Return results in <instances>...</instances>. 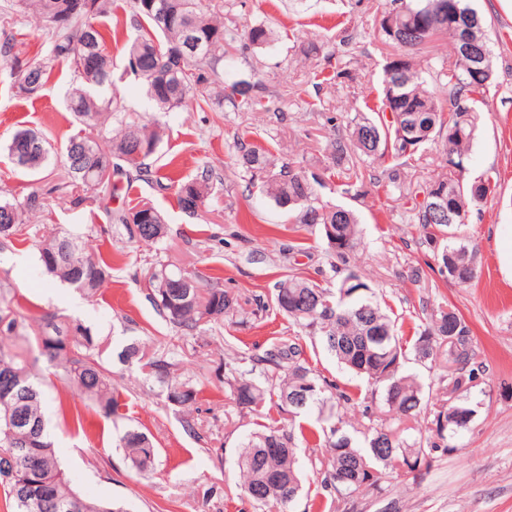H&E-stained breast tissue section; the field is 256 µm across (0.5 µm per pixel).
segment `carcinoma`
Instances as JSON below:
<instances>
[{
	"instance_id": "1",
	"label": "carcinoma",
	"mask_w": 512,
	"mask_h": 512,
	"mask_svg": "<svg viewBox=\"0 0 512 512\" xmlns=\"http://www.w3.org/2000/svg\"><path fill=\"white\" fill-rule=\"evenodd\" d=\"M73 0H19L21 11L31 10L52 23L48 30V55L22 65L13 54L10 36L0 43V56L14 59L24 68L28 87L17 85L18 93L38 96L44 90L53 68L67 63L80 78L66 96L69 112L81 129L67 139L64 156L72 182L95 187L110 182L112 174L127 166L143 170L145 160L156 152L161 140L159 127L148 122L125 121L105 145L99 133L119 111L109 94L112 86V55L96 20L109 13L112 0H89L90 9L73 11ZM145 0H130L135 36L125 44L128 67L138 77L156 103L163 109L187 104L202 90L223 92L221 62L224 49L234 45L238 33L207 15L202 0H158L162 20L143 7ZM441 0H406L398 9L383 15L380 33L384 40L401 49L398 58L383 68V107L385 116L360 115L349 138L331 141V156L336 175L343 174L350 155H358L371 164L384 165L382 174L372 176L373 184L388 193L397 187L398 167L432 146L441 148V164L467 156L478 127L480 104L492 78V60L483 68H471L458 57V33L441 15ZM203 42L204 54L188 56L182 65L165 63L166 48L183 47L188 32ZM444 35L455 54L452 64L432 65V82H427L416 68L414 50L434 36ZM94 56L97 67L81 69L82 60ZM15 165L28 163L27 170L46 167L53 146L32 129L16 131L7 145ZM236 162L251 178L258 179L261 191L279 206H286L288 223L318 225L333 255L347 263L348 254L357 245V222L353 213L342 207H328L318 202L315 184L319 179L291 164L275 168L269 150L261 143L240 140ZM444 190V202L450 212H466L468 203L484 199L496 189L491 178L468 184L455 171L440 180L418 186L423 200L413 202L408 218L425 228H453L444 212L435 209L438 202L434 188ZM209 178L203 176L181 184L177 192L179 208L194 215L211 194ZM43 205L39 195L31 194L24 204L0 199V236L22 231L25 213ZM115 221L127 233L144 242H157L167 234L164 216L154 206L143 203L123 210ZM331 225L336 237L325 232ZM43 270L67 283L92 300L111 276L112 261L94 256V248L70 233L60 231L38 242ZM453 261L461 268L454 281L465 284L477 274L475 257L468 248L454 241L438 254V262ZM358 279L356 283L348 278ZM150 299L162 318L184 339L199 342L204 326L220 324L226 317H237L238 324L248 323L255 310L248 311L238 295L220 282L204 288L200 280L179 267L157 262L149 275ZM369 285L350 271L336 289L318 280L289 276L276 289L273 305L293 324L313 338H318L328 353L355 376L365 377L372 385L371 399L382 403L403 418H417L421 413L433 416L439 439L468 427L474 409L466 401L428 410L423 385L401 373L406 356L405 344L398 334L396 321L380 305L365 295ZM388 337L385 351L374 354L369 337ZM457 337V344L446 342ZM0 487L3 488V512H125L123 507L106 506L84 496L72 483L56 457L42 413L46 375L60 377L72 385L75 394L96 412L112 420L125 419L121 413V394L112 385L110 360L106 348L95 340L90 330L74 320L60 321L55 314L27 318L10 306H0ZM472 330L461 314L453 309L437 308L430 324L413 343L415 357L428 360L438 350L454 366L448 373L451 391L475 381L481 366L473 362ZM38 347L45 372L38 373L28 359V348ZM119 361L134 365L147 383L159 385L166 399L188 410L197 402L200 389L190 378H179L180 351H149L139 339L131 337L117 353ZM216 376L230 391L236 405L258 415L274 406L297 418L313 409L328 448L326 459L319 461L324 470L322 484L336 491V498L349 500L364 491H375L387 473L412 472L410 464H419L426 452L421 443L402 439L383 428H372L363 444L343 430L340 409L350 404L351 396L335 383L317 375L304 357L297 336H277L260 357L240 356L216 369ZM130 467L140 474L155 467L159 451L148 435L127 424L118 439ZM237 466L242 475L240 496L255 512H266L271 504L290 503L301 489L300 467L296 456L295 435L273 419L260 432L250 434L241 445Z\"/></svg>"
}]
</instances>
